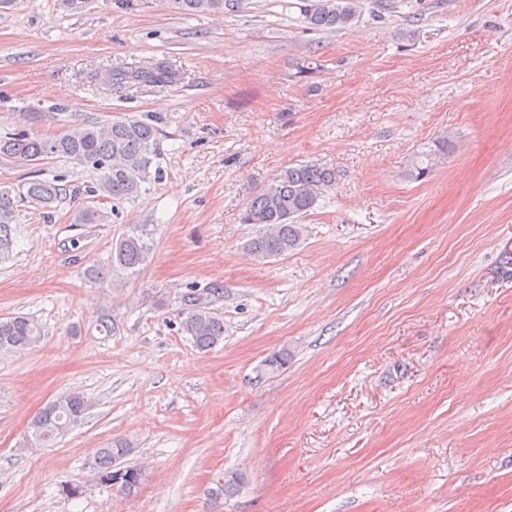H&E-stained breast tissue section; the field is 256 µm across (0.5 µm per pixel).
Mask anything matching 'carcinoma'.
Here are the masks:
<instances>
[{"label": "carcinoma", "mask_w": 512, "mask_h": 512, "mask_svg": "<svg viewBox=\"0 0 512 512\" xmlns=\"http://www.w3.org/2000/svg\"><path fill=\"white\" fill-rule=\"evenodd\" d=\"M239 0H169L179 13H222ZM303 22L310 29H341L356 17L354 0H303ZM109 83L122 86L137 82L165 86L174 82L175 73L163 61L136 69L116 68L107 75ZM156 126L143 119L124 118L102 127L71 125L49 135H31L25 130L0 135V157L20 159L38 165L47 159H62L92 168L99 173L92 190L101 201L121 202L136 197L150 177L156 159ZM336 184V172L315 164H300L282 169L271 183L246 203L242 223L255 224L260 231L243 244V249L258 261L285 255L302 242L304 228L297 219L314 209L321 195ZM63 184L31 178L9 188L0 187V259L9 256L18 208L34 206L50 210L67 195ZM108 216L97 205L82 206L77 224H104ZM147 230L140 225L122 233L112 243L111 261L88 269L93 279L103 280L116 271L138 273L147 263L151 245ZM224 298V286L190 287L178 296L177 317L181 332L201 352H209L224 341V318L214 305ZM42 330L27 316L0 317V351L26 349L40 342ZM288 365V352L268 356L263 366L273 374ZM87 409L79 392L50 402L31 422L34 442L53 443L60 434L77 423ZM131 452L121 440L97 449L89 467L98 480L116 486L125 495L137 491L142 473L136 468H119L117 462Z\"/></svg>", "instance_id": "1"}]
</instances>
